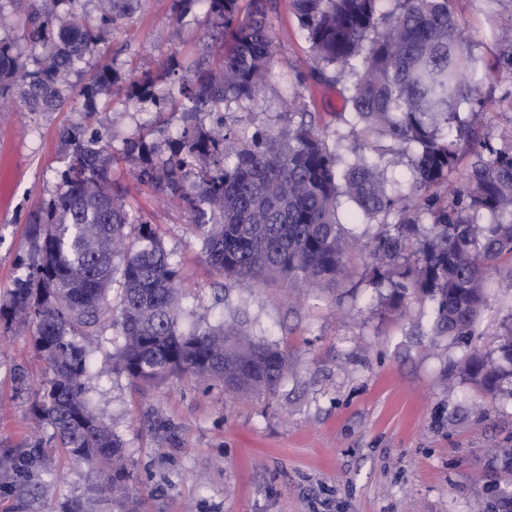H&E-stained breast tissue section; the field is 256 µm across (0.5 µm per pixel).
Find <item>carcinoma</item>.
<instances>
[{
    "label": "carcinoma",
    "instance_id": "cac0c4a2",
    "mask_svg": "<svg viewBox=\"0 0 512 512\" xmlns=\"http://www.w3.org/2000/svg\"><path fill=\"white\" fill-rule=\"evenodd\" d=\"M41 2L9 0L22 17V38L42 58L30 69L0 39V99L17 88L29 112L69 109L94 121L112 107L99 100L112 71L94 73L76 96L64 78L86 56L108 50L101 31L112 26L115 0H98L96 18L74 11V0H54L61 6L55 14ZM450 2L293 0L313 74L346 91L336 118L353 138L347 157L328 143L297 92L287 105L299 121L287 130L242 136L224 120L232 106L258 101L280 63L270 0H175L180 19L207 5L208 48L219 66L191 83L174 59L131 82L127 100L149 98L160 112L183 113L186 126L169 151L140 136L116 156L99 127L65 133L64 191L29 218L33 255L0 302V320L27 325L51 371L33 403L39 425L74 463L96 470L119 512L135 478L120 437L90 406L91 373L117 372L140 387L190 377L234 393L272 392L288 371V350L203 316L184 328L178 265L158 227L112 192L109 173L118 161L191 213L202 250L227 283L318 288L345 279L357 237L339 208L353 204V222L380 226L368 241L372 282L390 289V308L400 310L411 296L432 301L436 334L467 348L459 373L482 393L512 395V361L498 355L512 326L489 350L478 345L476 329L489 272L512 259V133L498 147L481 142L461 115L473 99L471 52L457 38ZM203 112L213 116L208 127L198 121ZM397 145L414 151L405 190L389 188L385 177ZM467 154L465 183L440 200L443 177ZM107 328L115 337L98 363L90 344Z\"/></svg>",
    "mask_w": 512,
    "mask_h": 512
}]
</instances>
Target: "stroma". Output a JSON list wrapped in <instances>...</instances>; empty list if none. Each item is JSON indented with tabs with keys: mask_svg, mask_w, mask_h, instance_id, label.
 <instances>
[{
	"mask_svg": "<svg viewBox=\"0 0 512 512\" xmlns=\"http://www.w3.org/2000/svg\"><path fill=\"white\" fill-rule=\"evenodd\" d=\"M451 7L473 58L475 121L482 136L498 140L512 130V69L502 63L501 36L512 0ZM268 25L288 73L229 123L248 132L287 126L282 100L302 73L306 111L320 113L329 142L347 148L350 139L334 133L344 90L308 78V44L290 0H271ZM207 26L206 7L180 20L174 0H133L116 30L104 31L109 54L88 57L70 81L82 86L114 64L103 129L112 149L139 134L164 146L181 132L180 111L160 114L126 94L134 77L172 58L209 67ZM80 120L77 112L27 111L16 95L0 103V296L30 253V214L60 181V133ZM112 184L159 226L182 274L185 322L204 315L240 324L287 348L291 362L274 393L248 398L188 377L139 390L122 375L90 376L92 405L121 436L137 479L136 512H512L494 480L512 469L500 454L512 448V397L481 396L462 380L455 364L465 349L433 333L431 302L391 310L386 289L369 283L362 249L349 255L351 282L308 295L282 281L220 286L185 210L140 183L128 163L113 164ZM489 288L481 328L493 335L512 323V262L490 273ZM48 376L27 329L0 323V454L18 459L0 477V512H112L88 466L69 462L50 441L29 453L34 393Z\"/></svg>",
	"mask_w": 512,
	"mask_h": 512,
	"instance_id": "1",
	"label": "stroma"
}]
</instances>
